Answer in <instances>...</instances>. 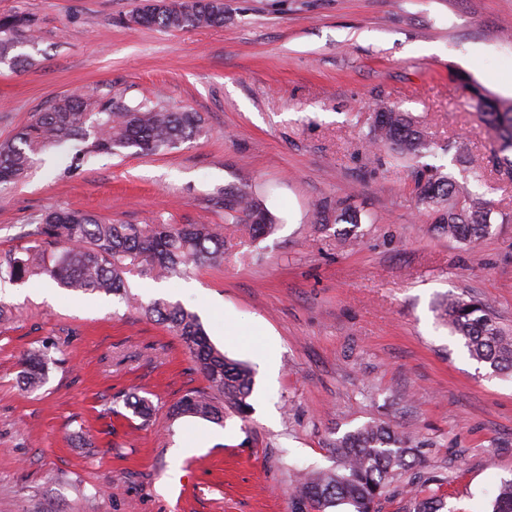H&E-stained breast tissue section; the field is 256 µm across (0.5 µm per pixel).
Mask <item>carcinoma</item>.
<instances>
[{
	"mask_svg": "<svg viewBox=\"0 0 512 512\" xmlns=\"http://www.w3.org/2000/svg\"><path fill=\"white\" fill-rule=\"evenodd\" d=\"M224 0H145L131 12L125 25L183 31L222 26L227 19ZM37 23L25 13L0 15V62L24 39L34 37ZM470 104L493 127L496 164L512 175V100L487 88L468 85ZM198 112H173L158 101L135 105L122 100H91L82 94L57 99L36 113L14 137L0 143V183L17 182L54 146L86 141L97 155L157 153L174 149L204 130ZM369 142L389 152L398 164L413 169L418 200L434 219L440 234L473 243L488 233L492 213L489 203L438 167H413V162L434 151V142L409 112L380 103L374 108ZM208 204L224 210V222L239 224L251 238L272 234L276 218L264 195L250 187L223 188L208 196ZM374 224V214L352 201L331 208L321 206L315 223ZM224 263V229L201 221L193 224H112L86 211L47 209L26 234L24 244L0 260V279L23 281L46 274L63 288L83 293L122 294L137 303L126 275L153 280L186 276L201 266ZM145 316L164 323L185 344L207 385L187 391L168 409L173 419L196 417L223 424L230 415L244 417L255 373L244 361L228 357L212 344L198 315L179 303L158 300L142 308ZM440 318L458 336L471 359L485 364L491 374L512 373V331L503 328L486 304L448 298L439 306ZM54 359L49 348L31 351L22 362L20 379L35 390L46 378ZM124 405L146 418L153 402L132 395ZM334 465L305 476L291 493L292 512H376L392 483L411 467L417 446L385 422H373L345 433L329 443ZM490 512H512V479L503 481Z\"/></svg>",
	"mask_w": 512,
	"mask_h": 512,
	"instance_id": "obj_1",
	"label": "carcinoma"
}]
</instances>
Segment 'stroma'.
Listing matches in <instances>:
<instances>
[{"label":"stroma","instance_id":"obj_1","mask_svg":"<svg viewBox=\"0 0 512 512\" xmlns=\"http://www.w3.org/2000/svg\"><path fill=\"white\" fill-rule=\"evenodd\" d=\"M142 0H0L40 37L0 63V142L56 99L86 90L203 113L205 134L157 154L73 166L53 147L0 184V256L45 208L116 224L224 227V263L183 278L128 275L140 303L195 311L212 342L256 372L246 418L169 419L203 387L184 344L138 306L43 276L0 281V512H291L298 471L331 467L328 438L385 420L420 461L380 512H413L405 483L437 489L439 512H488L512 479V378L469 358L438 317L445 296L487 303L512 327V178L456 79L512 98V0H227L221 28L129 30ZM413 116L437 143L429 166L467 172L498 212L475 243L434 230L410 168L370 158L373 105ZM269 191L275 233L251 240L205 199ZM356 196L374 224H313L321 202ZM49 347L46 383L21 360ZM152 400L150 421L125 395ZM83 431L93 449L77 448ZM189 448L186 456L178 448Z\"/></svg>","mask_w":512,"mask_h":512}]
</instances>
